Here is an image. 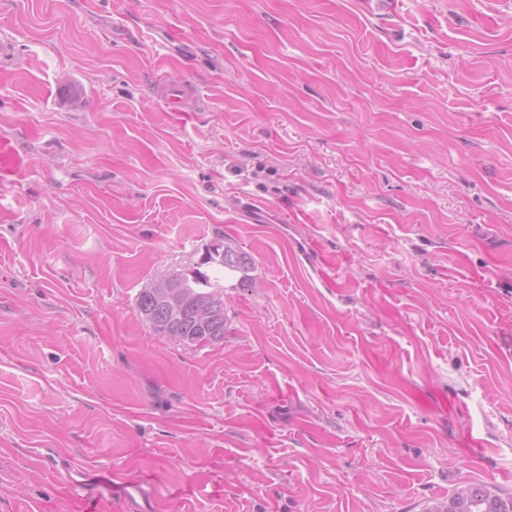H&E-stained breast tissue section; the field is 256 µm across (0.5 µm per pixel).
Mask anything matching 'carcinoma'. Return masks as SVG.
<instances>
[{
  "instance_id": "carcinoma-1",
  "label": "carcinoma",
  "mask_w": 512,
  "mask_h": 512,
  "mask_svg": "<svg viewBox=\"0 0 512 512\" xmlns=\"http://www.w3.org/2000/svg\"><path fill=\"white\" fill-rule=\"evenodd\" d=\"M202 266L209 268V272L201 271ZM252 268L250 256L218 237L206 248L193 274L184 277L185 292L194 301L207 303L216 309L210 321L198 320L189 307L173 313L146 287L136 298L137 312L145 324L162 336L177 334L194 340L196 345L222 341L225 329L224 293L218 281L225 276L237 275L241 286L251 288L255 284V279L249 275ZM429 512H512V493L502 494L486 486L462 482L454 489L447 503L437 505Z\"/></svg>"
}]
</instances>
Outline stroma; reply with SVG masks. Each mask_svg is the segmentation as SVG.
Here are the masks:
<instances>
[{"mask_svg":"<svg viewBox=\"0 0 512 512\" xmlns=\"http://www.w3.org/2000/svg\"><path fill=\"white\" fill-rule=\"evenodd\" d=\"M0 44V512L98 465L158 512L512 492V0H0ZM219 236L223 341L156 334ZM29 171L27 154L12 139L0 136V188L19 185L27 178Z\"/></svg>","mask_w":512,"mask_h":512,"instance_id":"1","label":"stroma"}]
</instances>
